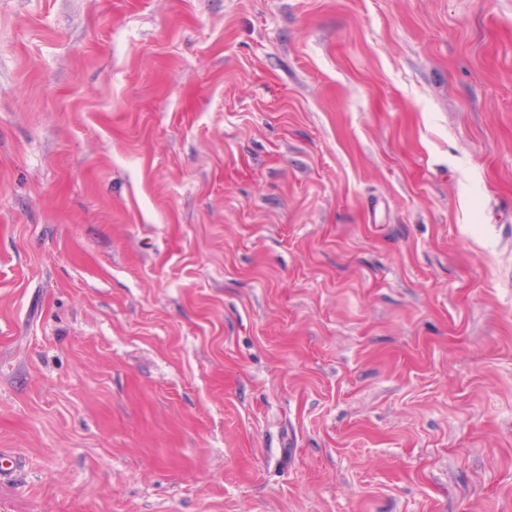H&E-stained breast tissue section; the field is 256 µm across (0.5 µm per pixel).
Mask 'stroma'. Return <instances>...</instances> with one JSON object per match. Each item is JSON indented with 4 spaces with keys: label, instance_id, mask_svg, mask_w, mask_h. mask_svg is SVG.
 <instances>
[{
    "label": "stroma",
    "instance_id": "obj_1",
    "mask_svg": "<svg viewBox=\"0 0 512 512\" xmlns=\"http://www.w3.org/2000/svg\"><path fill=\"white\" fill-rule=\"evenodd\" d=\"M0 512H512V0H0Z\"/></svg>",
    "mask_w": 512,
    "mask_h": 512
}]
</instances>
